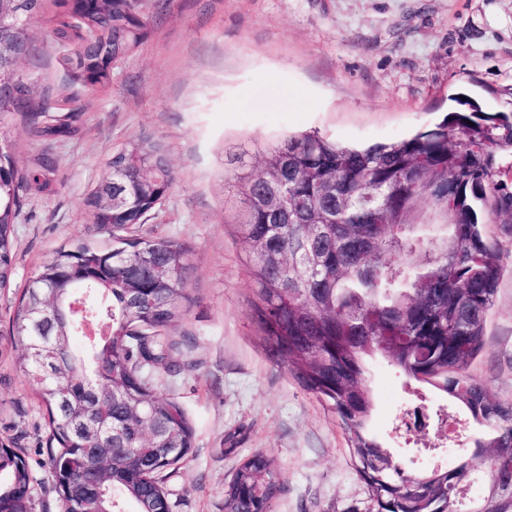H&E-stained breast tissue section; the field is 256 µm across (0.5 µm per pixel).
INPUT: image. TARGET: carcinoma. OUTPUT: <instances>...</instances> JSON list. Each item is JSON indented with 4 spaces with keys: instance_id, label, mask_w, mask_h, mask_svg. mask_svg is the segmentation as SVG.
<instances>
[{
    "instance_id": "obj_1",
    "label": "carcinoma",
    "mask_w": 512,
    "mask_h": 512,
    "mask_svg": "<svg viewBox=\"0 0 512 512\" xmlns=\"http://www.w3.org/2000/svg\"><path fill=\"white\" fill-rule=\"evenodd\" d=\"M53 3L64 65L91 88L108 84L111 63L147 36L142 0ZM0 6L15 7L19 25L38 18L43 0ZM454 101L441 122L390 143L358 148L292 135L266 150L260 175L232 184L244 204L239 229L250 244L259 327L271 354L340 419L368 512H460L456 492L470 484V458L481 456L490 483L479 509L512 512V401L493 398L467 373L503 271L479 211L512 205L491 167L495 155H512V109ZM48 105L46 95L0 101V113L20 115L32 135L52 140L70 132L81 109L50 123ZM283 161L288 188L278 206L288 217L276 222L265 197ZM109 168L93 205L114 244L46 257L12 306L8 346L46 408L40 453L63 512H173L166 483L195 432L150 371L194 368L172 359L190 301L185 248L124 233L145 223L175 176L151 137L117 150ZM54 169L50 155L31 169L0 156V288L15 270L23 194L44 188ZM115 178L132 202L124 210L106 199ZM376 356L455 399L485 436L470 440L452 467L403 468L368 429L366 361ZM34 481L27 449L0 442V512H35ZM278 491L273 461L255 453L225 484L224 512H267Z\"/></svg>"
}]
</instances>
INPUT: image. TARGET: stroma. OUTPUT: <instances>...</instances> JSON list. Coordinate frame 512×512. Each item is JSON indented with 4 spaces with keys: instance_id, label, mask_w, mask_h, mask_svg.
I'll list each match as a JSON object with an SVG mask.
<instances>
[{
    "instance_id": "1",
    "label": "stroma",
    "mask_w": 512,
    "mask_h": 512,
    "mask_svg": "<svg viewBox=\"0 0 512 512\" xmlns=\"http://www.w3.org/2000/svg\"><path fill=\"white\" fill-rule=\"evenodd\" d=\"M148 35L112 69L107 86L70 82L52 37L53 4L35 24L24 80L84 112L70 133L32 137L16 114H0L19 167L51 153L46 188L25 194L15 226L16 264L0 289V441L27 448L37 512H61L38 447L46 411L8 346L9 307L55 249L102 246L109 236L90 202L112 153L143 135L162 142L175 183L134 237H163L186 250L187 312L176 330L192 339L195 369L162 377L195 429L167 484L174 512H224V484L242 457L261 451L279 473L269 512H365L340 420L269 358L254 316L257 285L239 231L233 177L258 170L262 153L288 135L319 132L345 146L406 138L439 123L460 93L501 110L512 87V0H144ZM504 266L485 346L468 367L491 395L512 401V208L484 213ZM370 429L394 459L448 445L417 412L462 407L384 360L368 364ZM238 455L224 456L227 436Z\"/></svg>"
}]
</instances>
